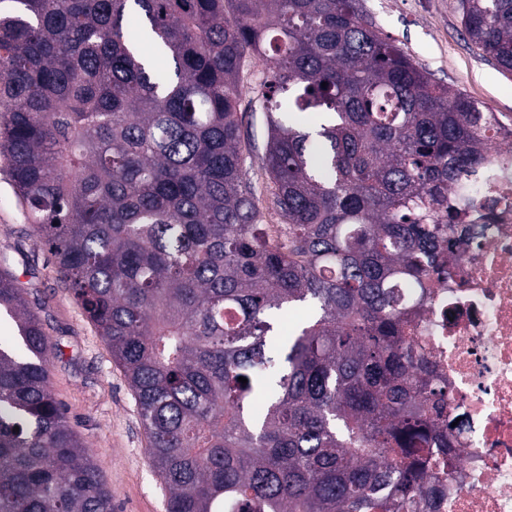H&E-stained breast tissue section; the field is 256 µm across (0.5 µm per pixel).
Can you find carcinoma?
I'll return each instance as SVG.
<instances>
[{
  "label": "carcinoma",
  "mask_w": 512,
  "mask_h": 512,
  "mask_svg": "<svg viewBox=\"0 0 512 512\" xmlns=\"http://www.w3.org/2000/svg\"><path fill=\"white\" fill-rule=\"evenodd\" d=\"M458 11L512 72V0ZM496 124L361 0H0V162L135 396L167 512L435 509L457 458L403 291L442 274ZM2 315L0 512H112L0 274ZM253 112V115L251 113H247L245 115L243 119V128L245 131H248L252 141L255 142L259 148H262L267 137L265 118L263 112L258 106Z\"/></svg>",
  "instance_id": "cac0c4a2"
}]
</instances>
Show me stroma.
<instances>
[{
    "instance_id": "stroma-1",
    "label": "stroma",
    "mask_w": 512,
    "mask_h": 512,
    "mask_svg": "<svg viewBox=\"0 0 512 512\" xmlns=\"http://www.w3.org/2000/svg\"><path fill=\"white\" fill-rule=\"evenodd\" d=\"M378 27L433 78L464 91L501 120L512 118V72L466 39L457 0H362ZM0 271L16 278L53 345L51 387L91 450L114 512H167L138 406L120 367L38 242L0 165Z\"/></svg>"
}]
</instances>
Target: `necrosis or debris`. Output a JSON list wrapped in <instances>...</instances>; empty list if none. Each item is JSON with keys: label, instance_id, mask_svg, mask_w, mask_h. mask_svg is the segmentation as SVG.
<instances>
[{"label": "necrosis or debris", "instance_id": "4bbe7bcc", "mask_svg": "<svg viewBox=\"0 0 512 512\" xmlns=\"http://www.w3.org/2000/svg\"><path fill=\"white\" fill-rule=\"evenodd\" d=\"M490 154L453 233V264L408 329L460 423L438 512H512V134L495 136Z\"/></svg>", "mask_w": 512, "mask_h": 512}]
</instances>
